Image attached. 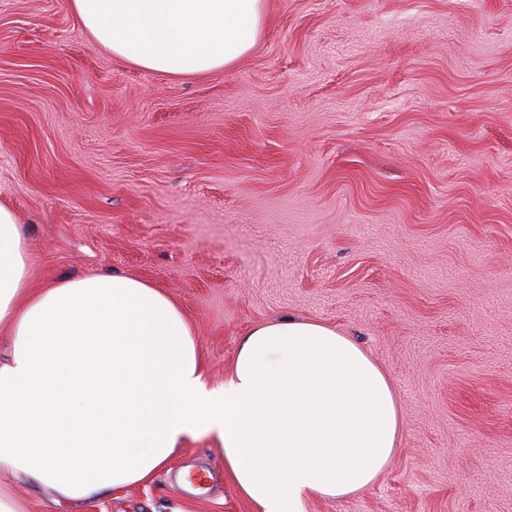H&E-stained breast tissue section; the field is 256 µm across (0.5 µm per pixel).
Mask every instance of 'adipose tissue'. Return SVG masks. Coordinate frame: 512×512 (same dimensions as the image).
Returning <instances> with one entry per match:
<instances>
[{"instance_id": "ef3b65f1", "label": "adipose tissue", "mask_w": 512, "mask_h": 512, "mask_svg": "<svg viewBox=\"0 0 512 512\" xmlns=\"http://www.w3.org/2000/svg\"><path fill=\"white\" fill-rule=\"evenodd\" d=\"M112 55L170 76L246 56L265 0H69ZM16 210L0 202V469L77 504L152 479L186 435L216 431L224 468L260 512L374 484L400 409L386 371L321 322L281 318L242 340L209 386L191 322L164 290L103 274L34 287Z\"/></svg>"}]
</instances>
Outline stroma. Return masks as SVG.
<instances>
[{"mask_svg":"<svg viewBox=\"0 0 512 512\" xmlns=\"http://www.w3.org/2000/svg\"><path fill=\"white\" fill-rule=\"evenodd\" d=\"M0 200L38 281L173 297L209 385L282 317L370 353L399 450L307 512H512V0H266L249 54L191 77L112 56L69 0H0ZM0 487L22 512H259L213 433L74 510Z\"/></svg>","mask_w":512,"mask_h":512,"instance_id":"obj_1","label":"stroma"}]
</instances>
